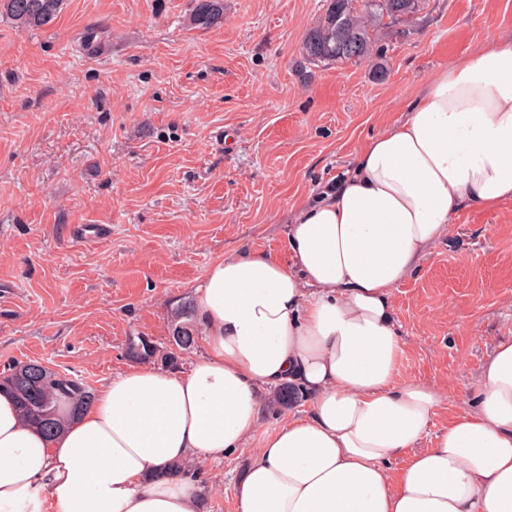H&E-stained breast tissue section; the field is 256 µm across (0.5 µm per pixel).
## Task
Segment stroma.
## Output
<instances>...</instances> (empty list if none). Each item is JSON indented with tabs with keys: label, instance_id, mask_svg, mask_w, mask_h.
I'll use <instances>...</instances> for the list:
<instances>
[{
	"label": "stroma",
	"instance_id": "1",
	"mask_svg": "<svg viewBox=\"0 0 512 512\" xmlns=\"http://www.w3.org/2000/svg\"><path fill=\"white\" fill-rule=\"evenodd\" d=\"M323 11L224 0L205 29L189 0H67L40 29L0 19V370L38 361L95 390L131 367V338L168 346L213 262L282 252L292 211L436 72L512 34V0H427L382 20V57L317 68L301 46ZM392 296L402 377L448 392L440 428L512 336V201L460 211ZM286 413L269 401L248 450L197 462L201 512H234L236 476Z\"/></svg>",
	"mask_w": 512,
	"mask_h": 512
}]
</instances>
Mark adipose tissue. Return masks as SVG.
I'll return each mask as SVG.
<instances>
[{
    "mask_svg": "<svg viewBox=\"0 0 512 512\" xmlns=\"http://www.w3.org/2000/svg\"><path fill=\"white\" fill-rule=\"evenodd\" d=\"M510 200L512 37L490 33L292 214L283 253L209 267L194 290L205 353L188 371L130 367L53 438L0 391V512H201L196 477L163 471L245 447L287 383L310 405L261 440L235 512H512V337L434 432L446 394L401 378L392 301L462 208Z\"/></svg>",
    "mask_w": 512,
    "mask_h": 512,
    "instance_id": "1",
    "label": "adipose tissue"
}]
</instances>
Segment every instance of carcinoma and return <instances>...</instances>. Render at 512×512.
I'll return each mask as SVG.
<instances>
[{"mask_svg":"<svg viewBox=\"0 0 512 512\" xmlns=\"http://www.w3.org/2000/svg\"><path fill=\"white\" fill-rule=\"evenodd\" d=\"M193 24L210 27L224 17V0H192ZM65 0H0V18L21 29H39L53 23ZM425 0H326L319 23L303 41L305 63L316 67L344 62H361L380 56L383 48L375 32L387 17L404 21L420 12ZM198 334L195 307L187 302L176 308L171 325L169 349L160 348L147 336L131 340L127 356L135 361H155L165 369L178 365L179 354L194 349ZM33 362H15L0 373V389L14 394L21 421L40 428L46 435L58 434L67 419L92 399V389L81 380L55 370H43V380L31 397L23 377ZM302 399L298 387L284 384L277 392V403L288 407Z\"/></svg>","mask_w":512,"mask_h":512,"instance_id":"1","label":"carcinoma"}]
</instances>
